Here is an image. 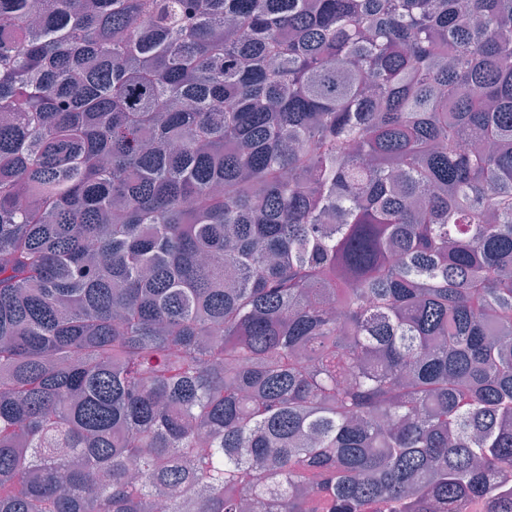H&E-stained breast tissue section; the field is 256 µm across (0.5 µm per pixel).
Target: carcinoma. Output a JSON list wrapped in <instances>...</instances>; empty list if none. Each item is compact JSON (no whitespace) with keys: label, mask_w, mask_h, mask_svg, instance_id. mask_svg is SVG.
I'll use <instances>...</instances> for the list:
<instances>
[{"label":"carcinoma","mask_w":512,"mask_h":512,"mask_svg":"<svg viewBox=\"0 0 512 512\" xmlns=\"http://www.w3.org/2000/svg\"><path fill=\"white\" fill-rule=\"evenodd\" d=\"M0 16V512H512V0Z\"/></svg>","instance_id":"cac0c4a2"}]
</instances>
